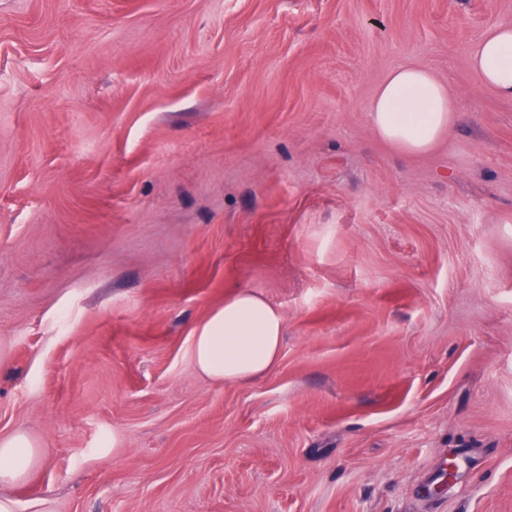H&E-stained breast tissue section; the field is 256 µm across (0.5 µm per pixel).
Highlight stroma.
Segmentation results:
<instances>
[{"instance_id": "35a3bbf8", "label": "stroma", "mask_w": 512, "mask_h": 512, "mask_svg": "<svg viewBox=\"0 0 512 512\" xmlns=\"http://www.w3.org/2000/svg\"><path fill=\"white\" fill-rule=\"evenodd\" d=\"M512 0H0V435L15 512H512ZM404 64L455 110L408 156ZM285 330L215 384L194 329ZM457 480L425 492L441 462ZM470 64L485 85L512 98V25L501 24L481 38L472 50ZM454 110L448 85L427 69L407 64L388 75L369 112L379 137L407 155H420L437 144ZM283 334L280 310L260 295L241 290L195 328L193 359L214 383L252 380L277 363ZM39 447L28 434L0 437V485L22 481L37 461Z\"/></svg>"}]
</instances>
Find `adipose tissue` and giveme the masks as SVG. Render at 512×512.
Returning a JSON list of instances; mask_svg holds the SVG:
<instances>
[{
	"label": "adipose tissue",
	"instance_id": "1",
	"mask_svg": "<svg viewBox=\"0 0 512 512\" xmlns=\"http://www.w3.org/2000/svg\"><path fill=\"white\" fill-rule=\"evenodd\" d=\"M470 64L485 85L512 98V25H499L481 38ZM454 110L448 85L427 69L407 64L394 69L380 87L370 120L383 140L405 154L420 155L437 144ZM283 334L280 310L242 290L195 328L193 359L199 372L214 383L252 380L277 363ZM38 455V446L26 433L0 437V485L22 481Z\"/></svg>",
	"mask_w": 512,
	"mask_h": 512
}]
</instances>
